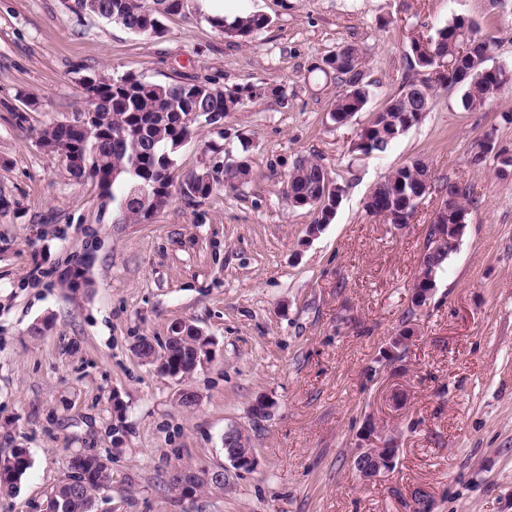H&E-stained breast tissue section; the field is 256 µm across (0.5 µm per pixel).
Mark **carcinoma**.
Listing matches in <instances>:
<instances>
[{
    "label": "carcinoma",
    "instance_id": "carcinoma-1",
    "mask_svg": "<svg viewBox=\"0 0 512 512\" xmlns=\"http://www.w3.org/2000/svg\"><path fill=\"white\" fill-rule=\"evenodd\" d=\"M192 9L191 0H74L72 11L84 13L109 22L121 24L137 34L164 30V20L169 15L187 14ZM214 27L225 35L246 41L254 32L265 28L269 19L262 15L238 16L229 22L221 16L208 18ZM496 41L480 34L477 22L457 15L448 24L437 29L428 41H410L406 58L410 69L427 70L433 63L432 55H441L451 66L435 82L425 85L422 92L415 91L416 82L405 80L399 93L364 126L352 151L360 155L386 152L400 136V130L418 124L431 111L437 87L459 86L464 89L462 106L469 112H480L486 104L502 97L512 88V78L502 79V68L486 66L493 59ZM319 70L335 75L340 89L330 109V118L339 124L348 116L364 110L371 94V83L365 80L364 61L360 50L345 45L323 58ZM269 92L258 87L224 90L209 83H170L149 80L128 73L119 78L100 74L97 85L86 89L85 106L75 111L74 117L65 122H51L38 133V139L52 142V151L59 155L66 169L77 180L89 179L95 183L98 196L104 200H120L124 212L133 218H145L168 205L157 196L156 186L162 185V175L173 171L175 154L187 142L199 125H212L224 115L238 111L243 105ZM276 95V92L269 93ZM96 112L93 135L86 137L80 124L89 108ZM196 112L199 120L185 125L178 114ZM86 152V160L79 165L73 155ZM494 146L487 139L479 144V151L471 162L481 164L488 158L496 162L494 170L500 176L512 168V157L493 153ZM430 174L428 165L415 160L396 169L379 182L365 203L366 212L379 215L387 224L399 220L400 203L405 195L416 192L419 178ZM251 175L250 160L246 156L224 166V180L213 171L203 168L192 172L179 185V194L189 203H197L210 196L217 186L237 190L248 183ZM326 172L312 160H300L289 172L282 194L291 203L303 207L320 208L318 223L325 224L335 213L334 201H342L345 190L334 184L332 195L336 199H323ZM458 232L448 233L443 239L428 234L422 264L414 287L434 289L438 271L454 251L466 227L467 208L465 192L459 190ZM199 336L186 338L166 345L165 353L171 361L190 366L191 355ZM29 456L13 449L0 457V495L10 493L30 468ZM81 470L83 482L70 484L65 476L50 491L61 505V512H90L96 496L109 487L110 468L101 456L85 454L69 461L68 470Z\"/></svg>",
    "mask_w": 512,
    "mask_h": 512
}]
</instances>
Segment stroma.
<instances>
[{
	"instance_id": "stroma-1",
	"label": "stroma",
	"mask_w": 512,
	"mask_h": 512,
	"mask_svg": "<svg viewBox=\"0 0 512 512\" xmlns=\"http://www.w3.org/2000/svg\"><path fill=\"white\" fill-rule=\"evenodd\" d=\"M269 25L249 41L208 18L170 16L163 35L73 13L65 0H0V454L31 466L0 512H41L78 451L108 457L112 484L96 512H512V177L473 164L484 137L512 151V90L480 112L457 87L382 154L351 147L408 76L414 34L454 16L495 37L493 65L512 68V0H231ZM346 44L372 83L362 112L329 118L335 78L317 72ZM133 73L220 88L279 87L201 128L178 150L174 178L252 160L248 183L199 204L173 195L126 220L37 143L72 117L87 72ZM302 159L344 186L320 213L281 195ZM424 160L432 189L411 223L369 215L372 187ZM471 197L467 226L424 308L412 304L428 226L447 183ZM84 265L86 282L61 288ZM177 321L211 336L216 354L172 378L137 352ZM415 335L382 359L399 329ZM198 402L182 406L181 391ZM272 398L254 421L256 397ZM374 421L398 446L396 466L365 483L353 467ZM246 430L258 465L235 469L228 427ZM220 469L224 488L182 501L174 470Z\"/></svg>"
}]
</instances>
